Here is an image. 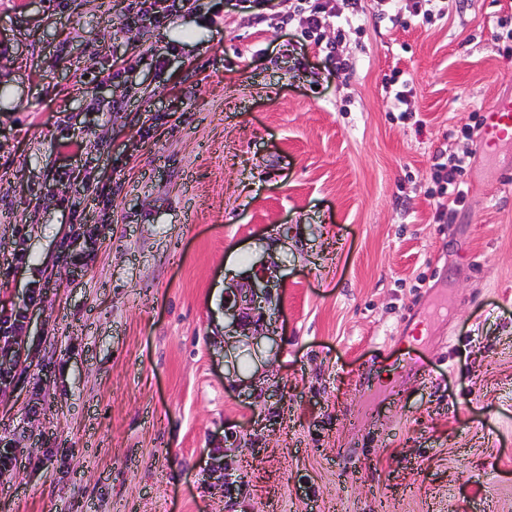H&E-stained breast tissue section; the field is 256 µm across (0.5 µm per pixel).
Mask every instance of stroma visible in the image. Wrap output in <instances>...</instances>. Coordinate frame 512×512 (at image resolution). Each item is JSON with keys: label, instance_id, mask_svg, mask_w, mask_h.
<instances>
[{"label": "stroma", "instance_id": "1", "mask_svg": "<svg viewBox=\"0 0 512 512\" xmlns=\"http://www.w3.org/2000/svg\"><path fill=\"white\" fill-rule=\"evenodd\" d=\"M214 2L158 27L0 0V317L26 313L0 512H512V142L465 136L512 94V0L417 25L363 0L320 31L347 76ZM467 151L443 210L434 158ZM267 260L268 335L226 338L227 287Z\"/></svg>", "mask_w": 512, "mask_h": 512}]
</instances>
